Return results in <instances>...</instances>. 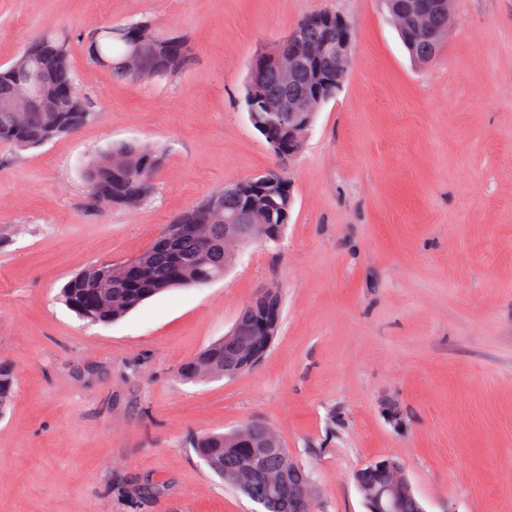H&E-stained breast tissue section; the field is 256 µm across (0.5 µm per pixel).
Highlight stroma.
Returning <instances> with one entry per match:
<instances>
[{
    "label": "stroma",
    "mask_w": 512,
    "mask_h": 512,
    "mask_svg": "<svg viewBox=\"0 0 512 512\" xmlns=\"http://www.w3.org/2000/svg\"><path fill=\"white\" fill-rule=\"evenodd\" d=\"M322 10L350 24V65L285 167L280 243L116 323L78 319L57 299L72 275L273 166L248 68ZM452 18L418 64L382 0H0V67L56 33L95 112L39 148L0 142V361L17 379L0 512H257L188 446L256 421L311 469L317 512H365L354 475L381 456L426 512H512V0H454ZM141 19L189 43L182 71L138 85L89 64V34ZM133 139L165 151L154 196L94 208L84 163ZM266 288L283 316L257 368L180 381Z\"/></svg>",
    "instance_id": "1"
}]
</instances>
